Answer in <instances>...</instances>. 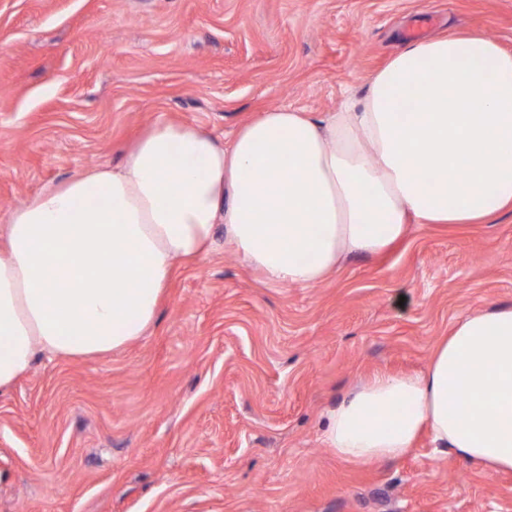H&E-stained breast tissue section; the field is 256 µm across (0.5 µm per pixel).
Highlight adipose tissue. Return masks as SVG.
<instances>
[{
  "label": "adipose tissue",
  "mask_w": 512,
  "mask_h": 512,
  "mask_svg": "<svg viewBox=\"0 0 512 512\" xmlns=\"http://www.w3.org/2000/svg\"><path fill=\"white\" fill-rule=\"evenodd\" d=\"M412 90L403 109L398 94ZM512 208V52L439 36L393 56L360 105L319 119L279 108L230 143L160 119L117 165L49 185L0 232V393L38 356L122 349L154 323L177 266L216 230L273 285L323 282L419 224ZM346 462L395 460L429 432L439 452L512 471V305L459 319L416 375L377 374L325 414Z\"/></svg>",
  "instance_id": "1"
}]
</instances>
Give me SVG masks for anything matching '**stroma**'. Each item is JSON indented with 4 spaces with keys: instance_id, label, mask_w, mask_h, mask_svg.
Wrapping results in <instances>:
<instances>
[{
    "instance_id": "obj_1",
    "label": "stroma",
    "mask_w": 512,
    "mask_h": 512,
    "mask_svg": "<svg viewBox=\"0 0 512 512\" xmlns=\"http://www.w3.org/2000/svg\"><path fill=\"white\" fill-rule=\"evenodd\" d=\"M512 51V0H0V225L158 118L230 141L265 110L362 101L412 44ZM512 305V211L413 224L378 257L275 287L224 244L179 266L146 336L39 359L0 395V512H512V473L436 453L344 462L325 412L423 371L461 317Z\"/></svg>"
}]
</instances>
